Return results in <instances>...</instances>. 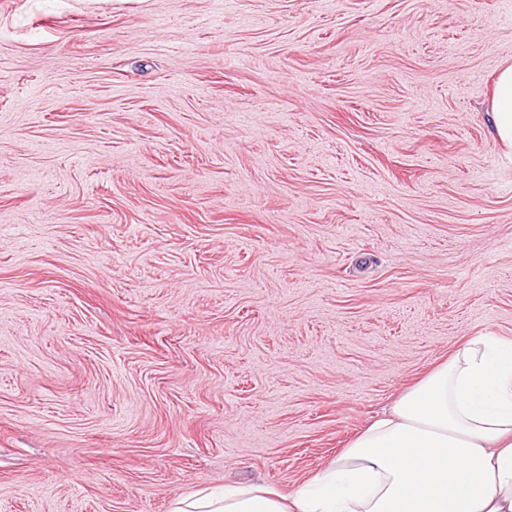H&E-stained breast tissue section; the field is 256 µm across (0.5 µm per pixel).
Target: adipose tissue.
Returning <instances> with one entry per match:
<instances>
[{
  "mask_svg": "<svg viewBox=\"0 0 512 512\" xmlns=\"http://www.w3.org/2000/svg\"><path fill=\"white\" fill-rule=\"evenodd\" d=\"M491 110L512 144V65ZM170 512H512V339L465 340L295 493L227 485Z\"/></svg>",
  "mask_w": 512,
  "mask_h": 512,
  "instance_id": "1",
  "label": "adipose tissue"
}]
</instances>
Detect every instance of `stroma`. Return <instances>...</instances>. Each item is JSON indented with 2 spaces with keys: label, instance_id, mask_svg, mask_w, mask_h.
Listing matches in <instances>:
<instances>
[{
  "label": "stroma",
  "instance_id": "35a3bbf8",
  "mask_svg": "<svg viewBox=\"0 0 512 512\" xmlns=\"http://www.w3.org/2000/svg\"><path fill=\"white\" fill-rule=\"evenodd\" d=\"M512 0H0V512L289 494L512 337ZM492 119L497 137L512 144V65L502 68L496 78L492 99Z\"/></svg>",
  "mask_w": 512,
  "mask_h": 512
}]
</instances>
